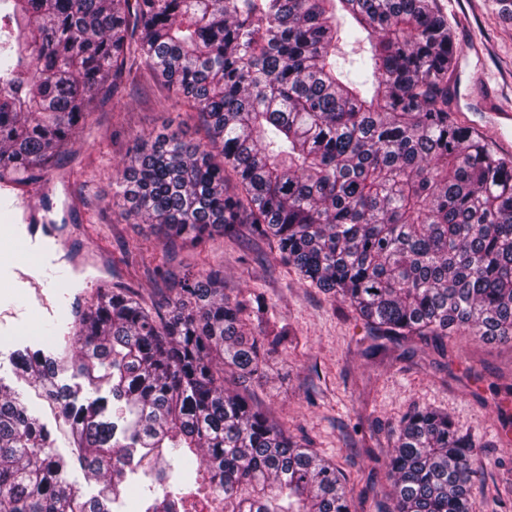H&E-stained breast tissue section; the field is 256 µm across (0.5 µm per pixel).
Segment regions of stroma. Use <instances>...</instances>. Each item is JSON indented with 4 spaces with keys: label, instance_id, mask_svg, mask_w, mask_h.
Wrapping results in <instances>:
<instances>
[{
    "label": "stroma",
    "instance_id": "1",
    "mask_svg": "<svg viewBox=\"0 0 512 512\" xmlns=\"http://www.w3.org/2000/svg\"><path fill=\"white\" fill-rule=\"evenodd\" d=\"M464 54L453 77V105L471 127L485 129L481 110L467 98L482 70L512 101V19L494 0H439ZM482 45L470 52L471 40ZM153 81L134 78L92 113L85 139L57 166L24 189L61 227L69 276L45 293L22 288L16 269L26 249L1 244L12 270L0 273V384L15 391L46 423L54 417L37 389L21 379L13 355L64 342V332L46 335L60 307L86 308L96 289L130 288L150 307L162 306L190 272L224 267V292L251 301L263 297L271 323L290 333L267 357L264 378L246 382L254 403L297 440L332 460L345 475L354 512H390V481L383 459L401 418L414 407H439L479 439L472 512H501L497 487L512 477V448L501 441L512 427V340L482 341L458 335L444 343L425 338L381 336L347 303L302 283L283 263L271 240L237 225L233 234L206 246L171 247L150 225L126 220L112 204V182L135 138L181 124L186 139L203 137L196 113L163 106Z\"/></svg>",
    "mask_w": 512,
    "mask_h": 512
}]
</instances>
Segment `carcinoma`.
<instances>
[{"label": "carcinoma", "instance_id": "cac0c4a2", "mask_svg": "<svg viewBox=\"0 0 512 512\" xmlns=\"http://www.w3.org/2000/svg\"><path fill=\"white\" fill-rule=\"evenodd\" d=\"M460 53L437 0H0V182L38 180L135 71L205 136L135 140L112 183L126 219L193 247L250 224L385 336L511 340L512 156L452 107ZM264 313L220 269L187 274L163 314L100 289L71 345L15 354L71 455L0 385V512H112L136 469L151 512H197L203 488L220 512H351L335 465L224 387L287 339ZM477 444L446 412L407 413L392 512H471Z\"/></svg>", "mask_w": 512, "mask_h": 512}]
</instances>
